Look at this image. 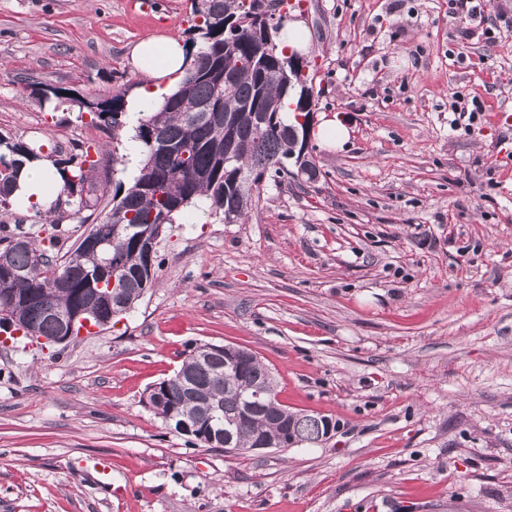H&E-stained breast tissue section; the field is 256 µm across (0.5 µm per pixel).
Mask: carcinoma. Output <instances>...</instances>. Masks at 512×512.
I'll return each instance as SVG.
<instances>
[{
	"instance_id": "carcinoma-1",
	"label": "carcinoma",
	"mask_w": 512,
	"mask_h": 512,
	"mask_svg": "<svg viewBox=\"0 0 512 512\" xmlns=\"http://www.w3.org/2000/svg\"><path fill=\"white\" fill-rule=\"evenodd\" d=\"M256 0H193L192 11L198 22L192 29L193 60L175 92L165 98L161 109L136 120L135 139L140 144V161L130 184L115 183L111 207L101 221L81 211L97 208L109 176L99 181V161L88 160L90 147L77 144V153L54 163L62 187L56 208L70 204L75 197L79 223L87 225L107 241L98 251L73 244L62 251L66 233L54 225L47 237L15 231L8 221L14 218V185L24 165L42 158L43 146L11 142L0 138V319L14 324L23 336L39 339L55 336L60 330L58 312L88 306L89 285L81 273L107 274L104 262L111 258L122 263L126 281L120 297L123 309L130 310L142 300L146 289L138 279L145 267L144 257L126 228L144 224L159 230L174 222L184 207L203 204L223 217L226 224L239 223L260 194L259 177L283 178L288 167L279 161L298 152L294 130L304 115L300 105L305 74L288 67V57L277 50L273 33L264 34V21L255 12ZM231 77V91L224 92V75ZM291 97L294 121L283 116V100ZM89 108L101 124L114 131L130 122L118 96L91 102ZM236 132V141L227 139L224 124ZM151 128L155 140L144 134ZM233 161L224 166V156ZM25 239L18 246L15 240ZM73 264L72 283L58 288L49 302L42 300V289L65 263ZM182 360L177 372L192 382L187 389L176 375L147 389L145 400L156 416L167 424L183 420L208 422L212 404L222 406L221 425L233 435V446L247 451L260 435H275L287 424L290 436L300 445L323 441L330 419L318 414L292 411L280 403L271 371L253 356L241 372L224 369V357L202 364L195 351ZM262 393L261 405L243 416L244 399Z\"/></svg>"
}]
</instances>
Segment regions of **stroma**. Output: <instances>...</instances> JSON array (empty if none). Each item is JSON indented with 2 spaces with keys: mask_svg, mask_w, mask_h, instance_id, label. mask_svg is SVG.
Wrapping results in <instances>:
<instances>
[{
  "mask_svg": "<svg viewBox=\"0 0 512 512\" xmlns=\"http://www.w3.org/2000/svg\"><path fill=\"white\" fill-rule=\"evenodd\" d=\"M303 0L314 179L289 165L241 224L192 206L112 328L0 345V512H512V0ZM190 0H0V136L99 147L131 182L129 128L88 102L140 82L130 43L191 38ZM63 88L62 98L44 89ZM484 113L450 125L456 97ZM250 349L288 408L336 421L313 447L192 444L146 407L199 343ZM112 460V485L85 471ZM316 137L328 147L341 148L348 140V129L340 119H328L319 123Z\"/></svg>",
  "mask_w": 512,
  "mask_h": 512,
  "instance_id": "1",
  "label": "stroma"
}]
</instances>
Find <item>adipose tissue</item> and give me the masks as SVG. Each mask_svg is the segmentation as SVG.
<instances>
[{"instance_id":"obj_1","label":"adipose tissue","mask_w":512,"mask_h":512,"mask_svg":"<svg viewBox=\"0 0 512 512\" xmlns=\"http://www.w3.org/2000/svg\"><path fill=\"white\" fill-rule=\"evenodd\" d=\"M195 51L191 42L171 35H153L134 44L130 62L142 83L127 98L131 117L157 111L164 98L171 94ZM60 190L59 179L49 159H42L23 168L14 192L17 203L40 211H48Z\"/></svg>"}]
</instances>
